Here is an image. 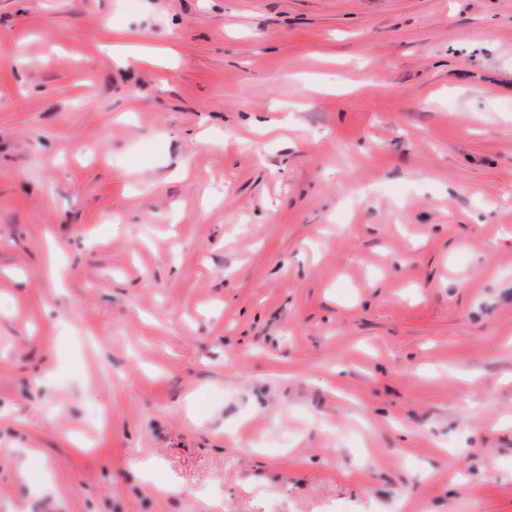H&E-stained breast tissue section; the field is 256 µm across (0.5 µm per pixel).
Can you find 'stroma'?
I'll return each instance as SVG.
<instances>
[{
	"label": "stroma",
	"mask_w": 512,
	"mask_h": 512,
	"mask_svg": "<svg viewBox=\"0 0 512 512\" xmlns=\"http://www.w3.org/2000/svg\"><path fill=\"white\" fill-rule=\"evenodd\" d=\"M0 512H512V0H0Z\"/></svg>",
	"instance_id": "obj_1"
}]
</instances>
